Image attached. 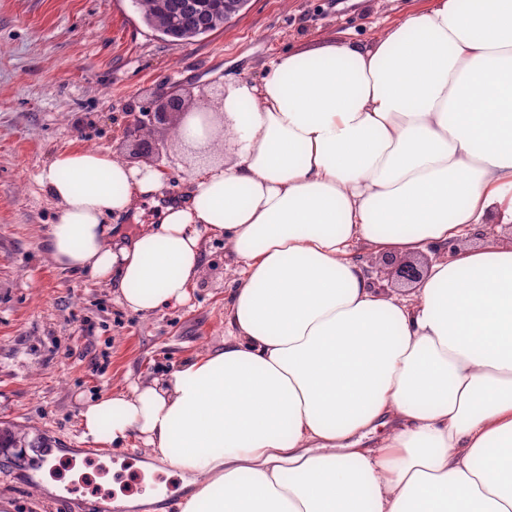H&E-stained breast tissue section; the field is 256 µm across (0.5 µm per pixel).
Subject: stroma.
<instances>
[{
	"label": "stroma",
	"instance_id": "stroma-1",
	"mask_svg": "<svg viewBox=\"0 0 512 512\" xmlns=\"http://www.w3.org/2000/svg\"><path fill=\"white\" fill-rule=\"evenodd\" d=\"M428 3L248 0L223 29L175 45L143 22L134 0H0V427L20 442L0 448V512H90L86 492L53 493L34 478L27 444L82 453L86 400L223 348L224 295L234 279L223 241L212 240L188 305L146 318L127 311L113 288L52 261L45 240L56 206L41 170L71 148L160 168L163 202L115 221L132 238L156 222L162 203L186 200L188 170L212 156L183 146L165 125L148 132L161 154L142 157L134 114L170 93L183 96L187 111H219L229 84L260 80L272 55L368 42ZM91 450L97 459H144L138 448Z\"/></svg>",
	"mask_w": 512,
	"mask_h": 512
}]
</instances>
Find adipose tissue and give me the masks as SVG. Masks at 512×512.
Listing matches in <instances>:
<instances>
[{"label":"adipose tissue","instance_id":"adipose-tissue-1","mask_svg":"<svg viewBox=\"0 0 512 512\" xmlns=\"http://www.w3.org/2000/svg\"><path fill=\"white\" fill-rule=\"evenodd\" d=\"M180 141L231 156L129 244L164 174L65 150L46 247L142 315L186 305L205 239L236 278L221 349L89 401L81 437L189 474L179 512H512V0H431L374 41L273 57ZM442 249L401 293L365 249ZM491 227L489 231L477 233L472 238V245H481L489 243H511L512 242V224H488ZM358 258L360 262L364 265L366 270L369 271V276L372 279V282L376 288H381L382 290L401 288L403 285L397 284L395 280L391 283V279H387V277L383 274H380L379 270L382 268H386L384 262H387L391 257H383L380 255H375L369 251H362L358 254Z\"/></svg>","mask_w":512,"mask_h":512}]
</instances>
